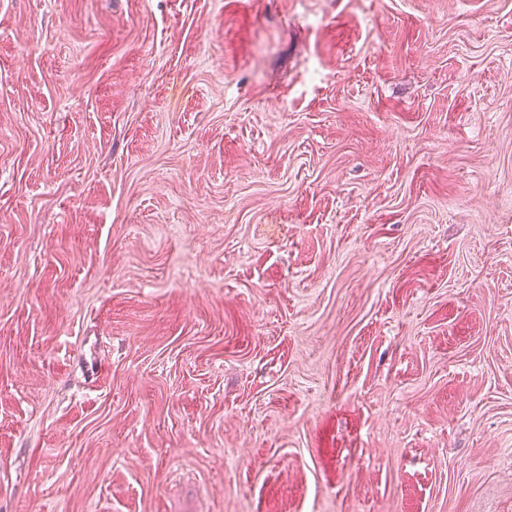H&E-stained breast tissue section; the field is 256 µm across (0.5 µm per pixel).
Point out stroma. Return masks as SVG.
<instances>
[{
	"label": "stroma",
	"mask_w": 512,
	"mask_h": 512,
	"mask_svg": "<svg viewBox=\"0 0 512 512\" xmlns=\"http://www.w3.org/2000/svg\"><path fill=\"white\" fill-rule=\"evenodd\" d=\"M0 512H512V0H0Z\"/></svg>",
	"instance_id": "35a3bbf8"
}]
</instances>
